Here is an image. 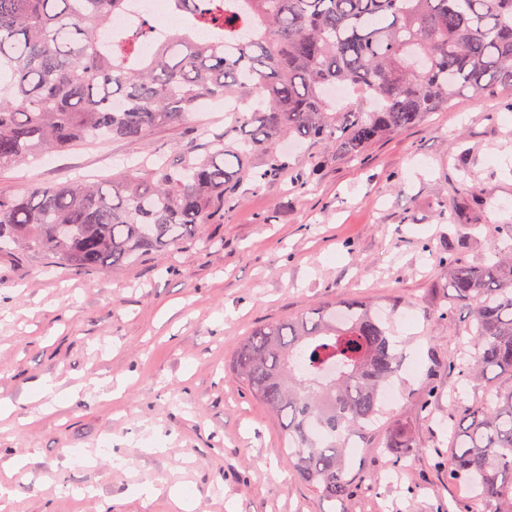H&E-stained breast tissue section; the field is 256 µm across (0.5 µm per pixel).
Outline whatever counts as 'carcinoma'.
Returning a JSON list of instances; mask_svg holds the SVG:
<instances>
[{"instance_id":"1","label":"carcinoma","mask_w":512,"mask_h":512,"mask_svg":"<svg viewBox=\"0 0 512 512\" xmlns=\"http://www.w3.org/2000/svg\"><path fill=\"white\" fill-rule=\"evenodd\" d=\"M211 43L177 33L142 54L148 26L112 40L130 0H0V166L43 150L104 138L137 143L187 120L204 101L247 107L239 140L189 147L175 159L125 169L110 181L44 183L0 194V250L52 256L102 272L196 236L224 215L265 151L263 178L288 168L268 150L313 138L338 158L442 112L466 93L512 86V0H170ZM343 85L341 104L326 97ZM452 303L470 311L467 377L496 382L459 405L449 475L483 512H512V246L480 267L452 247ZM376 306L337 298L265 325L235 347L232 369L252 396L287 420L286 463L323 500L350 497L349 439L382 414L379 396L401 359Z\"/></svg>"}]
</instances>
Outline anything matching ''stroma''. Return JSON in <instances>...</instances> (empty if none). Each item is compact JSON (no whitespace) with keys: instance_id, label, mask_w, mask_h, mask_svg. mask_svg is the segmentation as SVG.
<instances>
[{"instance_id":"stroma-1","label":"stroma","mask_w":512,"mask_h":512,"mask_svg":"<svg viewBox=\"0 0 512 512\" xmlns=\"http://www.w3.org/2000/svg\"><path fill=\"white\" fill-rule=\"evenodd\" d=\"M206 104L137 144L49 151L0 167V193L75 177L109 178L126 163L173 155L198 129L224 132ZM306 142L278 180L245 182L224 220L134 264L76 273L50 257L0 253V484L6 512H326L283 458L285 427L232 373L236 343L264 325L343 297L395 305L401 397L366 448L349 455L348 512H481L442 465L448 391L487 395L464 376L466 305L445 308L459 249L473 266L504 250L512 224V90L456 107L329 159ZM56 382L39 395L43 380ZM408 431V457L380 453ZM112 458L74 471L68 451ZM26 466L13 470L14 460Z\"/></svg>"}]
</instances>
